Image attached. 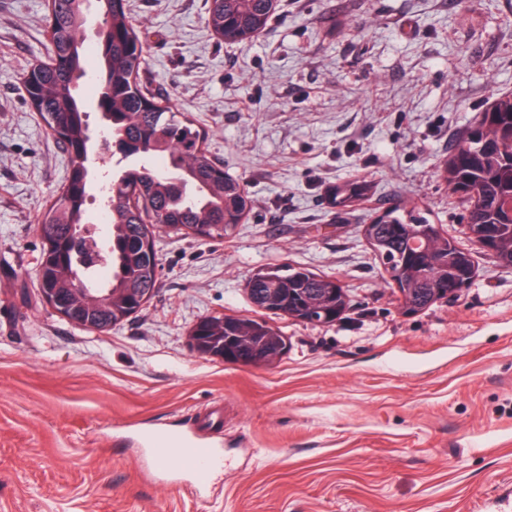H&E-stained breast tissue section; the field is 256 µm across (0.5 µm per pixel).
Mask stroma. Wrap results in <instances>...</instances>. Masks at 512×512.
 Wrapping results in <instances>:
<instances>
[{"label":"stroma","mask_w":512,"mask_h":512,"mask_svg":"<svg viewBox=\"0 0 512 512\" xmlns=\"http://www.w3.org/2000/svg\"><path fill=\"white\" fill-rule=\"evenodd\" d=\"M207 0H128L137 80L191 113L254 199L224 240L157 233V290L107 331L39 292L38 221L67 155L26 101L47 0H0V512H512V267L464 233L438 175L491 96L512 91V0H277L229 45ZM364 178L372 202L328 192ZM470 249L454 299L402 315L362 228L396 200ZM302 266L351 299L331 326L269 316L270 367L200 357L205 316H251L258 269ZM191 434L206 488L156 463L147 432ZM374 193V186L370 181L351 179L331 188L330 201L339 211H348L369 200Z\"/></svg>","instance_id":"1"}]
</instances>
